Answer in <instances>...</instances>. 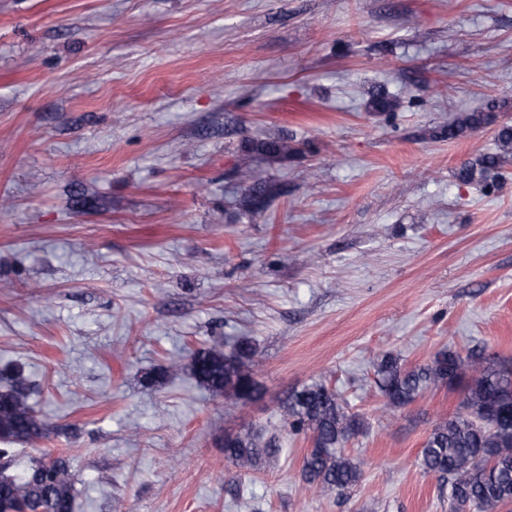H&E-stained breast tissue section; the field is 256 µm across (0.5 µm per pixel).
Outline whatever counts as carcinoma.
I'll return each mask as SVG.
<instances>
[{
    "label": "carcinoma",
    "mask_w": 512,
    "mask_h": 512,
    "mask_svg": "<svg viewBox=\"0 0 512 512\" xmlns=\"http://www.w3.org/2000/svg\"><path fill=\"white\" fill-rule=\"evenodd\" d=\"M490 112H464L434 131L436 138L453 139L493 122ZM498 152L463 165L457 174L467 184H488L506 159L512 158V125L496 132ZM299 152L292 142L265 138L246 146L242 177L250 190L267 189L257 159L289 157ZM260 364L251 341L234 336L224 349L197 348L187 369L196 382L214 396L235 401L262 398L254 379ZM376 384L387 404L405 407L425 392L441 386H463L461 411L436 424L427 436L419 459L427 473L448 486L449 512H498L512 506V362L488 363L482 354L462 358L441 349L425 364L406 367L400 358L384 353L373 362ZM32 384L20 371L0 378V443L9 445L38 438L47 424L30 403ZM283 417L295 430L312 432V448L302 465V476L313 492L344 495L362 479L360 466L343 448L366 429L363 418L348 410L336 390L312 383L294 390L282 402ZM272 441L256 430L227 433L224 458L250 472L262 463ZM75 480L61 457L34 458L18 474L0 480V512H74Z\"/></svg>",
    "instance_id": "1"
}]
</instances>
